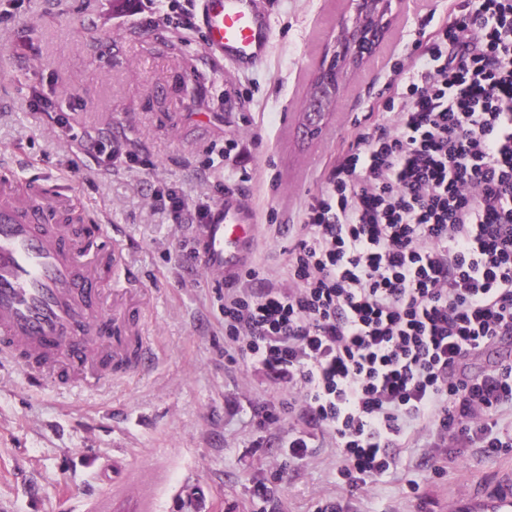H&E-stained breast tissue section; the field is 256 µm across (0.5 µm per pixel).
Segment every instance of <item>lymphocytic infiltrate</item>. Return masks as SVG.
<instances>
[{
  "mask_svg": "<svg viewBox=\"0 0 512 512\" xmlns=\"http://www.w3.org/2000/svg\"><path fill=\"white\" fill-rule=\"evenodd\" d=\"M312 198L288 251L290 288H228L233 356L296 396L302 460L329 435L355 491L427 448L441 471L512 448V0H464L422 33L410 66Z\"/></svg>",
  "mask_w": 512,
  "mask_h": 512,
  "instance_id": "obj_1",
  "label": "lymphocytic infiltrate"
}]
</instances>
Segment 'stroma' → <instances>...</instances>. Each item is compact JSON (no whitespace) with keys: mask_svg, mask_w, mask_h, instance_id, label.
<instances>
[{"mask_svg":"<svg viewBox=\"0 0 512 512\" xmlns=\"http://www.w3.org/2000/svg\"><path fill=\"white\" fill-rule=\"evenodd\" d=\"M459 3L429 0L420 15L403 5L311 139L295 119L347 0H266L272 47L246 72L204 47L202 0H0V156L20 157L28 176L64 174L85 219L119 229L156 356L143 373L67 389L33 387L21 370L0 367V512H111L104 476L117 467L136 480L164 473L155 512H258L259 481L271 489L267 512H316L334 497L344 512H448L457 494L512 465V448H473L436 473L422 449L408 448L396 470L351 493L336 483L331 439L289 458L297 418L267 427L260 406L280 408L287 387L225 355V285L187 256L195 226L153 204L162 187L214 207L238 192L258 212L250 268L266 285L287 286L307 202L325 190L359 122L379 119L394 79L389 58L406 59L429 16ZM49 111L66 113L76 131L124 141L153 169L104 172L48 123ZM227 146L230 158H211Z\"/></svg>","mask_w":512,"mask_h":512,"instance_id":"35a3bbf8","label":"stroma"}]
</instances>
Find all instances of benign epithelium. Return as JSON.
Returning a JSON list of instances; mask_svg holds the SVG:
<instances>
[{"label": "benign epithelium", "instance_id": "obj_1", "mask_svg": "<svg viewBox=\"0 0 512 512\" xmlns=\"http://www.w3.org/2000/svg\"><path fill=\"white\" fill-rule=\"evenodd\" d=\"M403 0H348L349 16L324 47L306 111L323 117L331 111L346 79L376 51Z\"/></svg>", "mask_w": 512, "mask_h": 512}]
</instances>
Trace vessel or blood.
<instances>
[{
  "instance_id": "obj_1",
  "label": "vessel or blood",
  "mask_w": 512,
  "mask_h": 512,
  "mask_svg": "<svg viewBox=\"0 0 512 512\" xmlns=\"http://www.w3.org/2000/svg\"><path fill=\"white\" fill-rule=\"evenodd\" d=\"M204 43L238 70L261 64L273 31L258 0H202ZM14 167H0V363L24 369L31 385L90 386L126 378L153 357L140 308L103 307L106 290L131 293L117 233L103 225L67 223L71 193L61 175L39 183L50 193H19ZM255 211L236 193L224 195L197 237L200 264L232 280L248 262ZM457 512H512V468L492 485L462 498Z\"/></svg>"
}]
</instances>
